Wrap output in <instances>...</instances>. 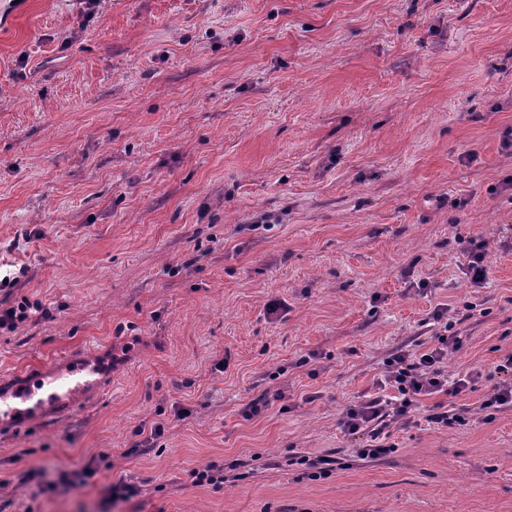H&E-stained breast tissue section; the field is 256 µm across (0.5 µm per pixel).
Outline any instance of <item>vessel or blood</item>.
<instances>
[{"label": "vessel or blood", "mask_w": 512, "mask_h": 512, "mask_svg": "<svg viewBox=\"0 0 512 512\" xmlns=\"http://www.w3.org/2000/svg\"><path fill=\"white\" fill-rule=\"evenodd\" d=\"M103 372L95 359L74 357L62 368L32 378L25 387L0 394V427L30 420L51 409L60 415L71 413L97 390Z\"/></svg>", "instance_id": "obj_1"}]
</instances>
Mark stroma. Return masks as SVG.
I'll return each mask as SVG.
<instances>
[{
  "label": "stroma",
  "mask_w": 512,
  "mask_h": 512,
  "mask_svg": "<svg viewBox=\"0 0 512 512\" xmlns=\"http://www.w3.org/2000/svg\"><path fill=\"white\" fill-rule=\"evenodd\" d=\"M0 268L25 272L0 306L42 304L0 326L1 389L78 347L108 364L74 414L0 430V512H512V405L481 408L512 352V0H24L0 23ZM448 323L471 390L356 459L343 409L392 397L389 354ZM328 452V477L289 462ZM99 453L85 487L31 476ZM232 461L246 480L194 484ZM120 479L139 495L104 506ZM487 242L484 240L470 239L466 246L469 257L468 274L470 283L475 288H480L487 279V269L484 265Z\"/></svg>",
  "instance_id": "35a3bbf8"
}]
</instances>
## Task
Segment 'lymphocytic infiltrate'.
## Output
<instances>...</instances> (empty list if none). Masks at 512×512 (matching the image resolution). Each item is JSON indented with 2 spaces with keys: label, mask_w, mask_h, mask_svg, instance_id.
Returning a JSON list of instances; mask_svg holds the SVG:
<instances>
[{
  "label": "lymphocytic infiltrate",
  "mask_w": 512,
  "mask_h": 512,
  "mask_svg": "<svg viewBox=\"0 0 512 512\" xmlns=\"http://www.w3.org/2000/svg\"><path fill=\"white\" fill-rule=\"evenodd\" d=\"M459 347L457 334H440L427 349L413 353L400 348L389 356L384 382L394 389L393 398L376 397L349 405L340 419L346 434L363 439L362 445L355 450L357 458L377 460L393 452V444L381 438L383 430L396 421L411 422L422 398L467 391L470 378L449 379L441 368L449 352Z\"/></svg>",
  "instance_id": "1"
}]
</instances>
